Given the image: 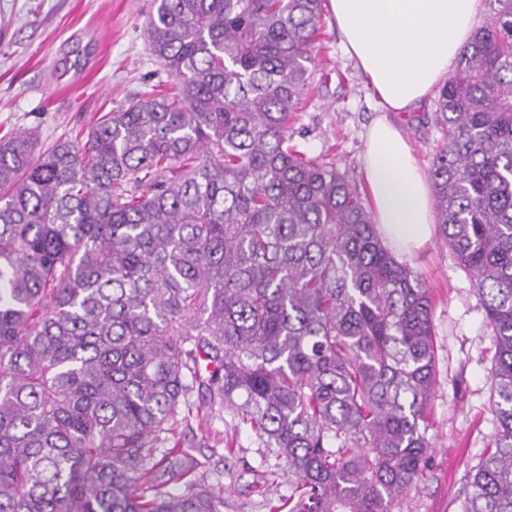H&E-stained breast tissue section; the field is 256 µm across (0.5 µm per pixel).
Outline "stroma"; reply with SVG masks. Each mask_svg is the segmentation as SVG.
<instances>
[{
  "mask_svg": "<svg viewBox=\"0 0 512 512\" xmlns=\"http://www.w3.org/2000/svg\"><path fill=\"white\" fill-rule=\"evenodd\" d=\"M154 0H0V136L34 130L42 145L84 136L98 117L172 78L149 53L146 21ZM325 49L315 56L314 94L292 124L300 150H331L337 168L363 187L364 132L376 117L374 98L344 54L333 19ZM433 99L398 114L423 171L441 143ZM432 294L436 384L428 438L431 456L422 477L393 512H462L464 486L496 430L489 376L496 348L482 301L441 234L408 261ZM225 416L194 420L192 453L210 470L228 439L239 448L234 477L225 481L224 512H265L247 485L265 450L248 430L233 431Z\"/></svg>",
  "mask_w": 512,
  "mask_h": 512,
  "instance_id": "1",
  "label": "stroma"
}]
</instances>
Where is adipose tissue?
Returning <instances> with one entry per match:
<instances>
[{
    "label": "adipose tissue",
    "instance_id": "obj_1",
    "mask_svg": "<svg viewBox=\"0 0 512 512\" xmlns=\"http://www.w3.org/2000/svg\"><path fill=\"white\" fill-rule=\"evenodd\" d=\"M482 0H331L346 53L377 99L367 131L364 179L378 232L397 259L432 236L426 177L393 114L434 94L471 40Z\"/></svg>",
    "mask_w": 512,
    "mask_h": 512
}]
</instances>
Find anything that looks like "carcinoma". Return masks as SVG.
<instances>
[{"label":"carcinoma","instance_id":"carcinoma-1","mask_svg":"<svg viewBox=\"0 0 512 512\" xmlns=\"http://www.w3.org/2000/svg\"><path fill=\"white\" fill-rule=\"evenodd\" d=\"M322 2L155 0L178 86L84 141L0 137V512H224L177 437L204 409L267 449L268 512H392L422 476L429 290L336 161L291 144ZM487 2L430 175L496 341L463 512H512V0Z\"/></svg>","mask_w":512,"mask_h":512}]
</instances>
